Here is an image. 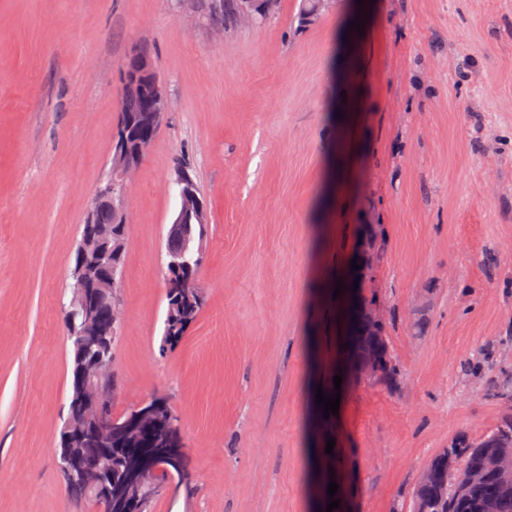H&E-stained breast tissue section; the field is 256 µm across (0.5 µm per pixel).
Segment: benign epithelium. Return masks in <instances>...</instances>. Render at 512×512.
<instances>
[{
  "instance_id": "1",
  "label": "benign epithelium",
  "mask_w": 512,
  "mask_h": 512,
  "mask_svg": "<svg viewBox=\"0 0 512 512\" xmlns=\"http://www.w3.org/2000/svg\"><path fill=\"white\" fill-rule=\"evenodd\" d=\"M237 20L255 25L270 11L269 0H235ZM128 88L135 91L148 90L149 108L133 117L128 124L118 119L112 140L110 170L105 184L100 186L91 203L90 220L85 226L72 262L81 272L80 283L74 290L61 314L67 332H72L75 315L81 314L79 335L97 338L96 326L100 308L93 302L82 299L88 283V253L94 244V225L109 218L115 224L126 223L125 197L128 185L138 170L141 160L149 151L163 126L168 112V96L162 77L149 63H144V82L134 81ZM179 209L168 230L165 246L164 267L173 271L169 287L189 288L195 277L189 275L192 261L203 255V228L208 224V210L198 187L188 172L182 170L175 179ZM119 192H114L115 188ZM96 267L107 285L102 293L107 299L112 295V283L121 278L116 253H97ZM352 319L361 324L364 334H378L383 326L379 309L365 301L352 302ZM90 351L78 350V361L72 371L67 417L60 431L61 446L57 455L59 468L66 476V488L72 497L87 499L92 512H124L126 501L113 496L112 487L116 478L138 488L152 483L155 464L163 456L172 468L184 469L183 448H142L133 454L119 458L115 453L140 429L141 424L155 418L166 407L165 400L152 398L138 406V412L123 416L112 411V395L98 389L99 365L89 358ZM348 372L363 379H382L387 375L381 364L377 344L363 342L350 354ZM495 475L506 486L512 485V450L501 453L495 463ZM455 488L465 491L481 480L473 470L457 468L452 471Z\"/></svg>"
}]
</instances>
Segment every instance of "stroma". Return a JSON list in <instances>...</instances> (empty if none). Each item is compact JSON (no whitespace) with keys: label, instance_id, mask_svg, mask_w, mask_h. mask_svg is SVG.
I'll use <instances>...</instances> for the list:
<instances>
[{"label":"stroma","instance_id":"35a3bbf8","mask_svg":"<svg viewBox=\"0 0 512 512\" xmlns=\"http://www.w3.org/2000/svg\"><path fill=\"white\" fill-rule=\"evenodd\" d=\"M299 4L252 27L212 20L214 0H0V512L89 510L55 455L60 305L138 51L169 107L127 192L113 410L165 398L191 476L150 512H315L308 383L345 333L346 297L324 287L367 228L362 293L399 377L348 380L319 428L352 512H411L421 469L495 425L490 392L512 380V0H335L310 26ZM336 88L357 105L345 122ZM183 164L208 208L204 306L164 353Z\"/></svg>","mask_w":512,"mask_h":512}]
</instances>
